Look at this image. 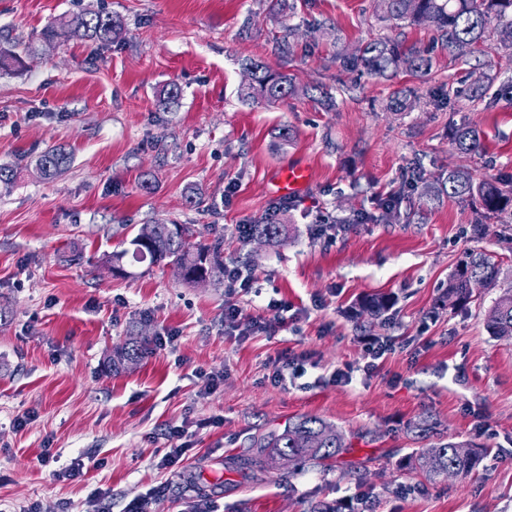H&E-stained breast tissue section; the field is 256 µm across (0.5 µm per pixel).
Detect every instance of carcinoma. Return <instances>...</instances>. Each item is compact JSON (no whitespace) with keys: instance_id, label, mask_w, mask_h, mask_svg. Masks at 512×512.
<instances>
[{"instance_id":"cac0c4a2","label":"carcinoma","mask_w":512,"mask_h":512,"mask_svg":"<svg viewBox=\"0 0 512 512\" xmlns=\"http://www.w3.org/2000/svg\"><path fill=\"white\" fill-rule=\"evenodd\" d=\"M383 18L411 25H428L439 36L440 46L448 56L463 59L488 46L489 26L496 25V41L499 48L512 50V0H379ZM71 27L95 42L107 44L119 38L122 21L105 9L85 10L72 16L59 18L58 25L48 27L44 39L51 41L58 35L57 27ZM340 66L346 72H359L386 80L395 78L405 70L412 74L426 75L432 69V57L417 47H404L399 41L381 38L367 43L352 54L340 58ZM246 69L251 81L239 88L241 102H276L298 94L308 95L320 91L324 100L332 99L331 93L318 85L298 87L284 71L274 70L260 60L249 59ZM180 88L169 84L158 97V106L168 111L178 105ZM452 145L464 155L476 154L484 149L482 134L476 125L462 121L452 126ZM70 164V155L61 146H50L37 158L36 165L46 178L61 175ZM412 175L405 186L413 190L424 185L433 198L444 195L461 201L478 203L480 216L473 226V234L482 236L486 222L504 215L512 217V181L490 178L476 182L461 167L442 171L433 182H428L426 171L417 161L412 162ZM151 237L143 242L144 230L121 242V249L103 254L101 262L115 268H125L128 263L155 266L176 265L183 269V282L193 283L199 274L218 281L224 278V226L207 224L203 230L183 224L185 235L173 231L171 224H152ZM287 225L281 218L264 217L250 225L246 238L263 237L270 242L287 238ZM478 277L485 287H495L498 279L496 263L483 252L465 256L449 277L448 289L442 301L455 308L467 306L472 299V278ZM394 306L387 294H372L362 298L355 308V315L379 318ZM486 328L497 338L512 337V288L505 289L486 315ZM149 339L138 345L116 349L113 365L126 358H138L146 354ZM256 452L246 458L232 457L225 466L249 478H256L277 461L288 457L294 462V470L309 464L323 465L341 455L347 448L344 436L336 426L315 416L302 415L288 423L282 431L261 436L254 441ZM459 443L440 441L422 452H411L399 460V466L410 472H419L431 483L443 478L448 471L466 478L474 473L484 459L486 449L470 443V454L460 456L456 452Z\"/></svg>"}]
</instances>
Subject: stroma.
<instances>
[{
    "label": "stroma",
    "instance_id": "35a3bbf8",
    "mask_svg": "<svg viewBox=\"0 0 512 512\" xmlns=\"http://www.w3.org/2000/svg\"><path fill=\"white\" fill-rule=\"evenodd\" d=\"M100 8L123 21L113 43L74 31L43 40L52 21ZM434 36L383 20L377 0H294L290 12L277 0H0V38L30 48L23 68L0 70V165L15 172L0 183V512H124L152 488L151 512H186L200 486L218 512H312L336 499L374 512H512V338L485 325L512 287V223L491 220L476 238L469 201L415 194L402 206L409 219L391 222L377 207L417 157L476 181L512 177V101L437 98L484 77L498 89L512 54L454 60ZM381 37L430 49L431 72L390 81L341 73L340 54ZM247 58L296 85L323 84L332 106L302 94L242 105ZM170 83L181 103L165 112L156 99ZM402 88L414 91L411 109L388 111ZM463 118L483 131L481 154L453 148L449 129ZM52 145L66 146L71 162L48 180L35 164ZM292 161L308 165L310 182L302 195L278 196L272 180ZM281 205L284 244L238 234ZM362 211L372 221L350 223ZM321 218L331 226L320 235ZM156 223L223 225L224 259L248 269L256 292L189 285L167 266L136 264L116 277L100 265ZM471 249L497 263V287L464 308L440 305ZM375 293L395 299L387 318L355 316L357 299ZM233 305L262 316L271 333L225 335ZM144 332L178 338L110 370L114 350ZM372 338L396 349L367 376ZM286 348L308 353L304 373L272 383L271 361ZM338 369L351 381L332 382ZM206 374L222 381L203 395ZM300 415L335 424L349 451L324 470L273 469L248 481L225 468L253 438ZM423 418L434 435L413 431ZM181 424L192 449L180 471L156 469L169 428ZM440 438L487 448L473 478L431 484L399 469L403 455ZM77 462L81 475L64 478Z\"/></svg>",
    "mask_w": 512,
    "mask_h": 512
}]
</instances>
